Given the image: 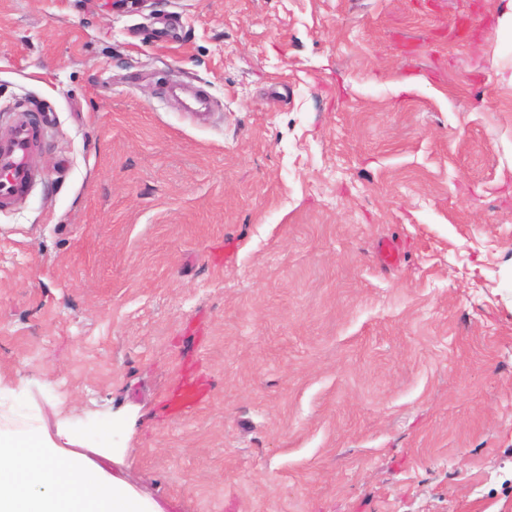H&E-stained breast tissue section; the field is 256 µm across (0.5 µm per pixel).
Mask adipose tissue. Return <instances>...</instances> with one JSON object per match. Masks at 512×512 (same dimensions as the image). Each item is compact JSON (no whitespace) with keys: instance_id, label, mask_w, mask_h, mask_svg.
<instances>
[{"instance_id":"obj_1","label":"adipose tissue","mask_w":512,"mask_h":512,"mask_svg":"<svg viewBox=\"0 0 512 512\" xmlns=\"http://www.w3.org/2000/svg\"><path fill=\"white\" fill-rule=\"evenodd\" d=\"M0 512H137L116 488L88 479L73 460L47 456L28 436L0 450Z\"/></svg>"}]
</instances>
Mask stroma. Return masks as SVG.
<instances>
[{
	"instance_id": "1",
	"label": "stroma",
	"mask_w": 512,
	"mask_h": 512,
	"mask_svg": "<svg viewBox=\"0 0 512 512\" xmlns=\"http://www.w3.org/2000/svg\"><path fill=\"white\" fill-rule=\"evenodd\" d=\"M507 2L0 0V441L140 512H512ZM12 123L0 130V209L16 205L40 177L36 147L40 127L28 110L17 107ZM202 388L194 380H183L167 398L168 410L173 414H182L198 407L202 400Z\"/></svg>"
}]
</instances>
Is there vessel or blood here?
<instances>
[{"label":"vessel or blood","instance_id":"b4317fda","mask_svg":"<svg viewBox=\"0 0 512 512\" xmlns=\"http://www.w3.org/2000/svg\"><path fill=\"white\" fill-rule=\"evenodd\" d=\"M40 128L28 110L16 108L12 123L0 130V209L16 205L28 194L40 176L36 147ZM198 382L183 380L168 397L171 413L182 414L198 407L202 400Z\"/></svg>","mask_w":512,"mask_h":512}]
</instances>
